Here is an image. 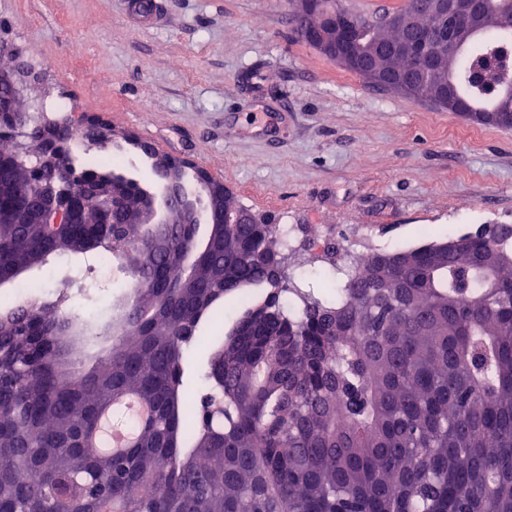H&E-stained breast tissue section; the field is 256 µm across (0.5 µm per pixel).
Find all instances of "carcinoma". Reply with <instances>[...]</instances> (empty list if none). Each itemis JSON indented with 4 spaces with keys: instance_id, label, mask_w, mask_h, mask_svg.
Instances as JSON below:
<instances>
[{
    "instance_id": "1",
    "label": "carcinoma",
    "mask_w": 512,
    "mask_h": 512,
    "mask_svg": "<svg viewBox=\"0 0 512 512\" xmlns=\"http://www.w3.org/2000/svg\"><path fill=\"white\" fill-rule=\"evenodd\" d=\"M327 7L362 42L396 32L345 0ZM488 109L474 68L512 30L488 28L448 73ZM11 123L50 139L64 183L72 129L37 110ZM0 136V283L54 256L90 251L133 261V295L112 320V349L87 372L63 356L85 328L34 295L0 313V512H512V226L405 250L336 257L313 288L275 224L104 223L88 191L76 221L31 224L44 201L30 156ZM202 382L184 368L202 325L222 317ZM135 394L149 418L121 453L95 449L101 414Z\"/></svg>"
}]
</instances>
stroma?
Here are the masks:
<instances>
[{"label": "stroma", "instance_id": "35a3bbf8", "mask_svg": "<svg viewBox=\"0 0 512 512\" xmlns=\"http://www.w3.org/2000/svg\"><path fill=\"white\" fill-rule=\"evenodd\" d=\"M161 26L131 24L125 0H0V39L40 82L23 108L88 115L190 160L238 205L301 225L302 273L318 281L333 242L352 256L512 225V129L485 126L364 82L297 35L288 0H162ZM24 274L54 302L47 275ZM131 275L88 271L68 306L98 340Z\"/></svg>", "mask_w": 512, "mask_h": 512}]
</instances>
